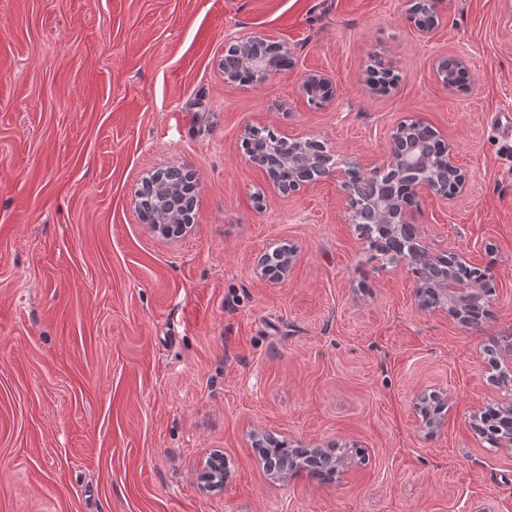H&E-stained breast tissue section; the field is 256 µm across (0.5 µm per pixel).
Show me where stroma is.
<instances>
[{"mask_svg":"<svg viewBox=\"0 0 512 512\" xmlns=\"http://www.w3.org/2000/svg\"><path fill=\"white\" fill-rule=\"evenodd\" d=\"M0 0V512H512V447L472 416L508 395L489 348L512 334V0ZM260 35L289 52L265 82L224 56ZM466 56L463 88L437 72ZM397 77L375 90L374 62ZM321 73L332 105L301 90ZM418 120L453 145L465 196L422 193L430 256L490 268L466 325L419 308L411 266L371 256L335 177L282 192L245 133L384 165ZM191 176L183 237L152 236L145 177ZM290 245L277 285L252 258ZM448 401L420 427L417 393ZM355 451L330 483L275 479L255 437ZM222 450L219 493L201 462ZM420 3L423 6V16L414 17L411 14L409 19L422 35H427L442 23V17L435 8L434 0H420ZM302 85H303L304 93L306 95H308V90H311L315 87H323L324 88L326 93L322 98H321V96H322L321 94H318V95H315V96H312L309 98L311 100L321 98L319 106H322V107L328 106V105L332 104L333 101L335 100V90L333 87V83L328 77H325L324 75L308 74L305 77Z\"/></svg>","mask_w":512,"mask_h":512,"instance_id":"obj_1","label":"stroma"}]
</instances>
